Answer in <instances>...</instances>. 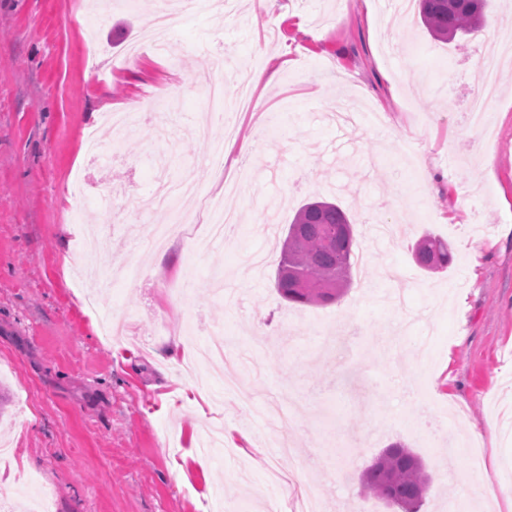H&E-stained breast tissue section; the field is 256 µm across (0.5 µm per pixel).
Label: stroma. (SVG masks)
Instances as JSON below:
<instances>
[{"label": "stroma", "instance_id": "35a3bbf8", "mask_svg": "<svg viewBox=\"0 0 512 512\" xmlns=\"http://www.w3.org/2000/svg\"><path fill=\"white\" fill-rule=\"evenodd\" d=\"M0 0V446L38 472L53 512H293L317 486L328 512H393L361 476L390 443L423 461L421 512H512V67L469 128L476 62L512 41V0L481 29L435 40L416 0H204L163 45L143 42L154 0ZM264 68L262 110L233 112L235 136L165 142L141 119L114 139L111 110L174 97L203 122L217 74ZM95 131L113 157L88 154ZM223 143L227 170L212 168ZM193 169L236 224L193 255L211 216L187 203L192 237L136 244L168 210L146 209L157 171ZM317 197L349 215L352 284L336 304L285 301L280 242ZM452 259L421 269L423 234ZM140 264L87 310L81 253ZM223 330L243 362L180 374ZM484 467H470L469 430ZM487 488L477 498L473 486Z\"/></svg>", "mask_w": 512, "mask_h": 512}]
</instances>
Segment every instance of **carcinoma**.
<instances>
[{"instance_id": "obj_1", "label": "carcinoma", "mask_w": 512, "mask_h": 512, "mask_svg": "<svg viewBox=\"0 0 512 512\" xmlns=\"http://www.w3.org/2000/svg\"><path fill=\"white\" fill-rule=\"evenodd\" d=\"M421 19L430 34L452 41L482 27L485 0H419ZM323 224H350L346 212L328 201L303 205L295 214L283 242L278 269L291 266L304 272L309 288H301L286 277L276 275L275 285L282 297L295 304L317 306L338 300L352 280L353 234L334 242L321 231ZM419 266L434 271L448 267L451 253L444 240L424 236L413 251ZM362 493H370L400 510L420 512L430 482L420 458L404 444L385 448L364 471Z\"/></svg>"}]
</instances>
